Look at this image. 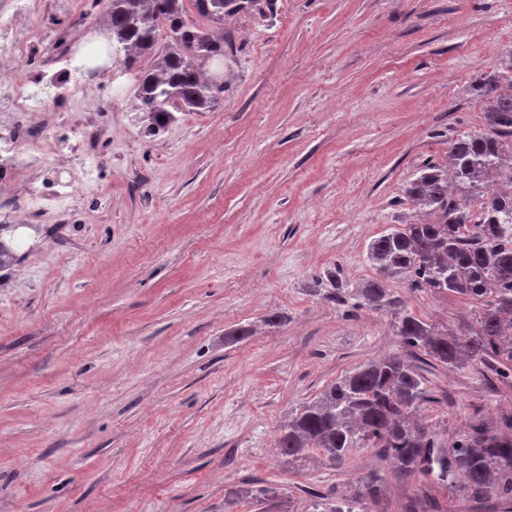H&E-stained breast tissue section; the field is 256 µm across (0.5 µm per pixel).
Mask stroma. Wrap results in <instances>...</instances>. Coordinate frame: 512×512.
<instances>
[{
	"instance_id": "stroma-1",
	"label": "stroma",
	"mask_w": 512,
	"mask_h": 512,
	"mask_svg": "<svg viewBox=\"0 0 512 512\" xmlns=\"http://www.w3.org/2000/svg\"><path fill=\"white\" fill-rule=\"evenodd\" d=\"M106 2L66 15L38 0L27 65L0 54V73L30 86L63 54L84 101L40 119L97 128L93 149L58 144L34 172L94 184L77 222L45 214L0 270V512H314L374 472L370 512H506L402 475L370 445L334 466L317 449L281 456L277 435L384 356L424 376L416 417L441 445L512 415V377L437 363L393 312L332 298L376 278L371 241L429 221L406 193L420 171L486 131L488 92L512 87V0H269L224 20L223 99L163 126L133 95L150 58L75 61ZM387 285L440 332L474 318L459 295ZM238 328L249 336L225 342ZM257 482L276 504L257 505Z\"/></svg>"
}]
</instances>
